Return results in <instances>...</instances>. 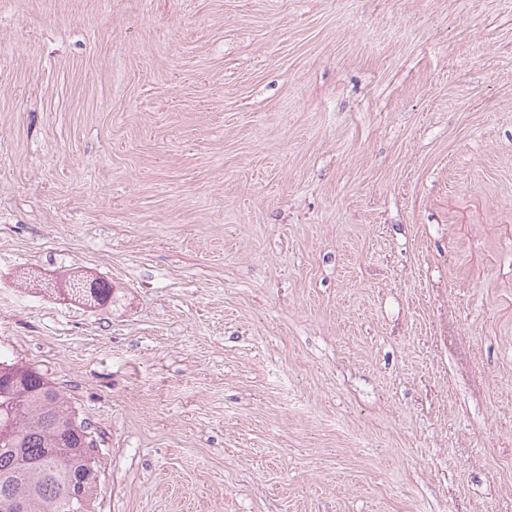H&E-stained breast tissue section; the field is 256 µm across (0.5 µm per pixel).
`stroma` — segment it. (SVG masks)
<instances>
[{
    "label": "stroma",
    "mask_w": 512,
    "mask_h": 512,
    "mask_svg": "<svg viewBox=\"0 0 512 512\" xmlns=\"http://www.w3.org/2000/svg\"><path fill=\"white\" fill-rule=\"evenodd\" d=\"M0 353L96 512H512V0H0ZM90 278L89 276H69L68 278L61 279L58 282L57 288L58 294L70 297L71 300L77 302L82 306H88L89 308H97L104 306V303L111 299L108 305L112 308H116L121 300V295L116 292V288H113L106 280L98 277H91L98 281V288H84L82 281Z\"/></svg>",
    "instance_id": "35a3bbf8"
}]
</instances>
